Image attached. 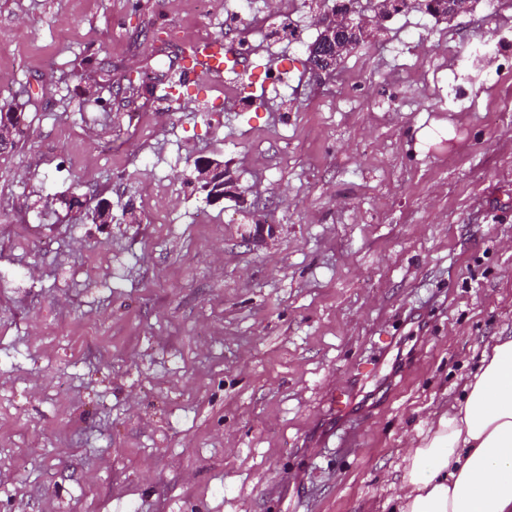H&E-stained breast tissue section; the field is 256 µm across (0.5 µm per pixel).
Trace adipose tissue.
<instances>
[{
  "label": "adipose tissue",
  "instance_id": "1",
  "mask_svg": "<svg viewBox=\"0 0 512 512\" xmlns=\"http://www.w3.org/2000/svg\"><path fill=\"white\" fill-rule=\"evenodd\" d=\"M404 461L397 512H512V336L486 345L462 400Z\"/></svg>",
  "mask_w": 512,
  "mask_h": 512
}]
</instances>
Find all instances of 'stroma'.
<instances>
[{"label":"stroma","instance_id":"stroma-1","mask_svg":"<svg viewBox=\"0 0 512 512\" xmlns=\"http://www.w3.org/2000/svg\"><path fill=\"white\" fill-rule=\"evenodd\" d=\"M249 2L255 59L294 58L270 110L225 104L231 74L166 95L225 0H0V84L30 94L0 153V512H392L408 445L512 336V72L457 67L512 56V0L411 7L326 79Z\"/></svg>","mask_w":512,"mask_h":512}]
</instances>
